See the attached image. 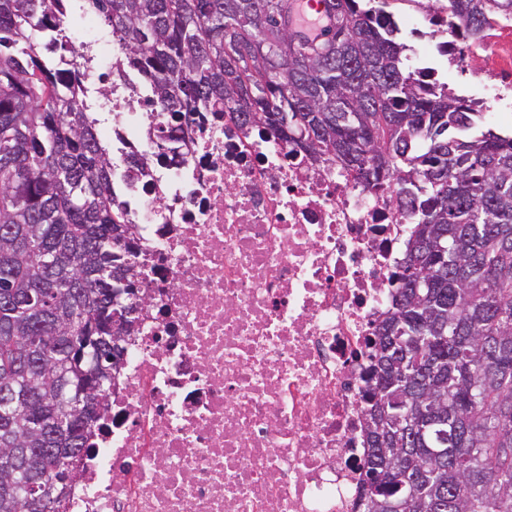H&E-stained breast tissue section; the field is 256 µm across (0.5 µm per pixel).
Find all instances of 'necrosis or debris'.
Instances as JSON below:
<instances>
[{
    "instance_id": "4bbe7bcc",
    "label": "necrosis or debris",
    "mask_w": 512,
    "mask_h": 512,
    "mask_svg": "<svg viewBox=\"0 0 512 512\" xmlns=\"http://www.w3.org/2000/svg\"><path fill=\"white\" fill-rule=\"evenodd\" d=\"M413 58L512 70L492 27L461 51L447 0L405 14ZM78 68L144 266L139 314L112 410L66 512H356L366 465V338L391 306L411 218L366 184L227 113L173 125L145 82L116 73L117 40L84 18Z\"/></svg>"
}]
</instances>
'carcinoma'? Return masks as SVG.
Here are the masks:
<instances>
[{"label": "carcinoma", "mask_w": 512, "mask_h": 512, "mask_svg": "<svg viewBox=\"0 0 512 512\" xmlns=\"http://www.w3.org/2000/svg\"><path fill=\"white\" fill-rule=\"evenodd\" d=\"M70 0H0V512H47L81 477L100 409L76 396L134 332L135 225L57 52ZM179 121L220 105L316 161L390 181L412 219L364 407L359 512H512V133L425 85L396 17L329 0L315 46L264 44L283 0H83ZM473 40L512 0H450Z\"/></svg>", "instance_id": "obj_1"}]
</instances>
